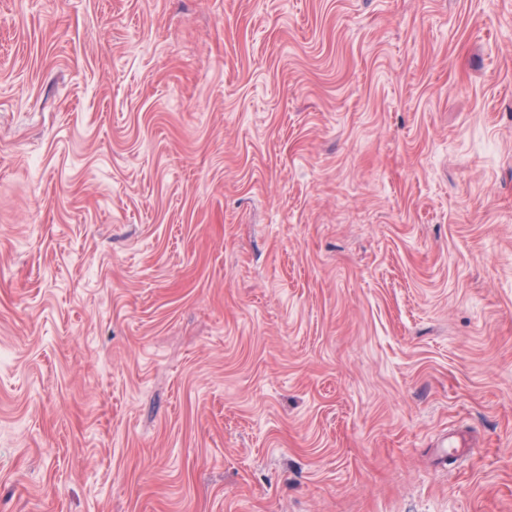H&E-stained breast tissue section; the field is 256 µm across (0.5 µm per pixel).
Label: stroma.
<instances>
[{
  "label": "stroma",
  "instance_id": "obj_1",
  "mask_svg": "<svg viewBox=\"0 0 512 512\" xmlns=\"http://www.w3.org/2000/svg\"><path fill=\"white\" fill-rule=\"evenodd\" d=\"M0 512H512V0H0Z\"/></svg>",
  "mask_w": 512,
  "mask_h": 512
}]
</instances>
